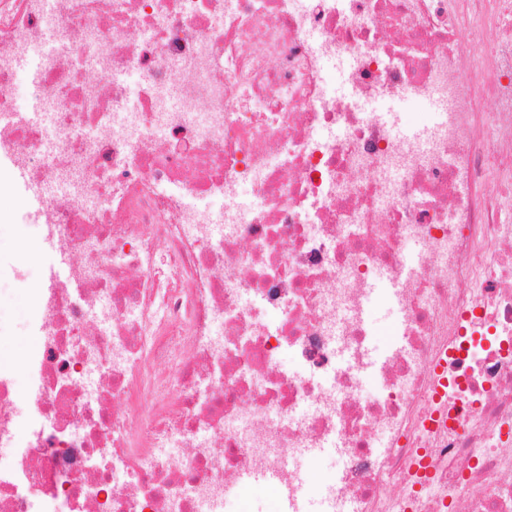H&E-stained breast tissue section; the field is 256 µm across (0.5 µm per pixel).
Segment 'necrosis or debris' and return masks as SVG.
<instances>
[{
    "instance_id": "necrosis-or-debris-1",
    "label": "necrosis or debris",
    "mask_w": 512,
    "mask_h": 512,
    "mask_svg": "<svg viewBox=\"0 0 512 512\" xmlns=\"http://www.w3.org/2000/svg\"><path fill=\"white\" fill-rule=\"evenodd\" d=\"M2 194L0 512H512V0H0ZM21 238L24 239H36L40 241L41 247L39 250V254L37 257L41 256L45 253L43 249V245L41 240L36 237L33 231L30 229L29 232H26L23 229H16L11 226H4L2 230V234L0 237V256L4 259L16 258L17 256H22L19 244L21 243ZM23 257V256H22ZM28 297L24 289H14L2 295L0 307L2 312L14 321L23 318ZM31 344V337L24 333H18L17 336L2 341L0 361L14 365L18 373L23 377V361L26 351Z\"/></svg>"
}]
</instances>
